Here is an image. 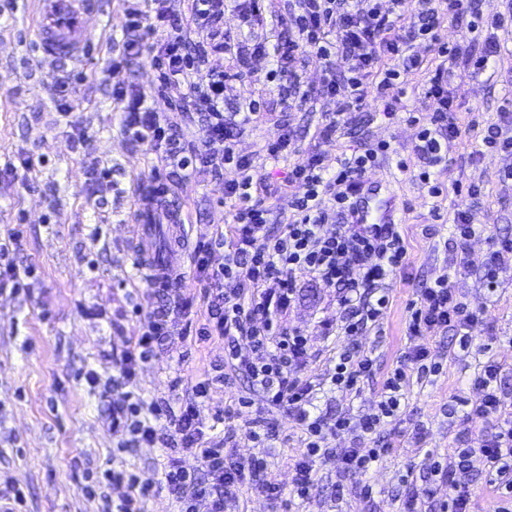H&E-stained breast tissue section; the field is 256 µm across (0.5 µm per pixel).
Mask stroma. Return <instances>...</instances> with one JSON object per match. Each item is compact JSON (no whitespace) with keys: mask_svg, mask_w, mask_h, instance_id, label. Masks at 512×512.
Returning a JSON list of instances; mask_svg holds the SVG:
<instances>
[{"mask_svg":"<svg viewBox=\"0 0 512 512\" xmlns=\"http://www.w3.org/2000/svg\"><path fill=\"white\" fill-rule=\"evenodd\" d=\"M125 7L124 0H104L92 21L95 35L81 65L70 121L60 116L53 97L71 64L48 62L39 52L31 0H18L15 11L0 13V239L18 233L12 259L34 272L29 290L0 293V480L19 481L24 512H104L124 493L123 487L101 483L108 469L127 468L144 479L159 477L160 446L119 450L109 428L111 406L125 392L112 380L119 375L123 352L139 334L133 307L157 301L154 290L139 286L130 245L138 190L148 180L152 157L124 134L121 106L108 91L109 67L121 50ZM476 22L466 11L441 27L442 39L450 43L473 35L495 36L501 55L486 70L459 71L448 88L461 135L448 147V166L439 175L447 190L440 198L429 195L415 171L398 166L417 142L418 126L403 115L385 118L375 101L351 113L337 138H319L336 100L319 94L323 68L314 60L304 65L301 77L315 89V97L289 108L277 94L267 95V118L247 126L237 140V152L255 160L254 182L275 191L276 226L287 223L293 213L296 190L285 187L283 179L295 163L317 153L333 164L370 144L388 146L367 178L382 182L397 196V223L408 245V263L389 281V304L379 327L358 336L341 335L343 313L335 289L305 276L285 318L289 329L308 338L311 357L302 371L318 383L313 403L326 419L346 411L355 416L372 413L401 351L426 346L442 366L439 375L410 382L400 412L373 440L360 442L351 433L329 437L331 452L317 461L308 497L284 501L279 512H402L410 499L416 500L419 512H438L448 485L436 480L434 461L483 429L481 420H465L451 404L455 395L476 399L470 380L480 362L492 358L500 363L497 388L512 410V264L499 271L496 288H487L486 236L460 247L451 233L455 213L464 207L471 223L486 225L488 234L512 235V154L487 147L482 133L468 125L474 116L485 125L498 122L503 100L512 96V30L493 31ZM248 66L252 80H233L224 87L226 111H244L249 99L261 93L260 79L273 69L274 58H255ZM285 130L291 135L287 155L268 159L266 143ZM24 158L31 159L29 168H20ZM95 163L109 169L111 179L98 193L86 183V171ZM165 176L167 209L156 213L155 220L168 225V244L179 242L176 229L169 226L175 209L182 212L189 241L231 234L232 210L224 202V184L237 179L233 166H225L220 179L205 171L188 180L172 170ZM458 180L479 185L480 195L457 196L453 185ZM434 206L442 214L436 222L429 215ZM444 273L457 298L483 309L465 351L450 333H406L407 305L416 288ZM203 319L198 305L191 315H175L156 357L140 364L136 391L146 401L179 409L196 379L223 364V341H202L195 334ZM368 349L376 357V370L359 391L322 386L330 358L345 350ZM89 370L107 383L106 393L90 389L83 378ZM176 377L182 383L175 388L171 381ZM255 396L244 373H236L228 384L216 381L202 406L207 432L219 440L227 429H235L233 456L244 461L266 452L272 473L290 486L289 465L304 450L301 433L286 411L270 409L274 437L269 448H262L249 434ZM376 444L387 451L361 476L346 472L336 455L340 448ZM454 479L469 488V512H495L501 497L479 461L456 472Z\"/></svg>","mask_w":512,"mask_h":512,"instance_id":"obj_1","label":"stroma"}]
</instances>
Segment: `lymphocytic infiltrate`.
Returning a JSON list of instances; mask_svg holds the SVG:
<instances>
[{"label":"lymphocytic infiltrate","instance_id":"obj_1","mask_svg":"<svg viewBox=\"0 0 512 512\" xmlns=\"http://www.w3.org/2000/svg\"><path fill=\"white\" fill-rule=\"evenodd\" d=\"M296 9L285 14L245 13L242 0L233 9L257 29L272 26L288 33L287 38L269 42L267 37L251 38V56L273 54L276 67L266 75L283 102L299 105L311 91L304 87L300 70L307 59L318 61L325 71L324 94L339 102L320 138L329 140L348 123L350 112L366 100L380 102L385 115H394L398 99L392 94L397 85H406L413 71L421 69L422 59L413 52L415 38L426 37L435 49L425 95L431 100L429 111L419 115L423 128L412 154L421 163V182L429 184L432 194H440L431 182L430 164L441 160L442 153L456 141L460 128L454 116L448 86L453 67L460 59H469L474 68L487 67L500 48L494 39H485L481 53L470 56L467 47L444 42L439 29L448 16L457 15L463 5L476 0H415L411 14H404V0H390L389 9H381L378 0H296ZM122 25L124 51L110 66L118 73L128 62L148 58L155 79L149 89L139 90L118 81L112 85V97L123 105L122 128L135 143L145 147L158 162L179 168L184 177L201 169L219 176L225 165H234L236 180L225 183L224 197L233 209L231 238L223 234L198 242L194 252L196 267L215 291L207 295L206 319L197 334L224 342V362L244 371L263 400L270 405L287 404L295 424L304 436L305 449L292 465V492L307 497L313 484L315 459L327 455L328 436L355 433L368 439L377 428L396 416L402 390L412 378H426L439 371L430 362L426 348L402 352L391 375L383 384L376 410L360 419L339 414L334 421L313 415L311 381L300 378L299 371L309 358L306 336L288 330L283 317L294 298L299 277L322 281L336 290V301L343 311L340 331L356 336L377 326L389 302L386 281L405 264L407 248L395 225L367 234L359 224L350 223L354 191L374 167L378 151L369 148L361 154L338 160L329 169L323 156L315 154L296 163L288 171V185L303 187L292 202L291 220L272 229L269 217L273 206L253 187L250 157L236 149L237 132L242 126L265 116L263 100L249 104L242 119L224 113V72L212 74L206 87H198L193 77L210 54H233L224 40V0H192L187 25L195 34L186 41L182 28L170 22L167 0H126ZM346 64L337 73L335 59ZM178 94L180 111L199 114L201 137L197 143L180 142L173 123L165 113L149 104L150 98ZM222 151H214V144ZM335 225L334 233H324V225ZM228 246L221 267L211 268L210 255L215 248ZM408 335L422 336L454 331L460 347H468L471 330L479 321L481 308L458 301L448 275L438 276L418 289L408 305ZM142 317L139 336L121 357L119 378L122 385L136 381L140 362L152 354L169 333L166 314L135 307ZM249 339L259 351L257 359L243 358L240 339ZM375 358L372 352L358 357L340 354L330 372L333 386L350 391L372 377ZM500 365L490 360L473 377L471 385L479 393L468 411L483 421H494L492 433H481L465 447L455 449L449 465L435 464V473L449 477L452 468H467L471 457H479L491 485L512 494V416L505 415L502 400L494 386ZM208 381L197 382L192 394L178 412L142 397L124 399L112 407V428L121 432L122 448L167 444L178 435L183 449L201 456L207 467L205 476L186 470L178 458L168 457L161 482L140 480L123 470L107 472L109 482L126 484L127 492L114 506V512H145L147 502L159 488H166L178 506V512H237L239 492L246 475L258 480V488L267 500L280 504L284 489L269 469L265 455L240 461L225 453L223 444L206 440L200 406L209 394Z\"/></svg>","mask_w":512,"mask_h":512}]
</instances>
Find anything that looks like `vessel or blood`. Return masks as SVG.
<instances>
[{
	"instance_id": "vessel-or-blood-1",
	"label": "vessel or blood",
	"mask_w": 512,
	"mask_h": 512,
	"mask_svg": "<svg viewBox=\"0 0 512 512\" xmlns=\"http://www.w3.org/2000/svg\"><path fill=\"white\" fill-rule=\"evenodd\" d=\"M42 19L37 25L38 48L47 58L80 60L85 58L93 33L87 25L99 11L102 0H38ZM355 221L359 224H391L395 221L393 196L381 194L379 186L364 184L357 193ZM148 208L137 215L136 235L132 247L143 278L155 288H179L183 278L173 261L174 252L157 248L154 227L147 224Z\"/></svg>"
}]
</instances>
